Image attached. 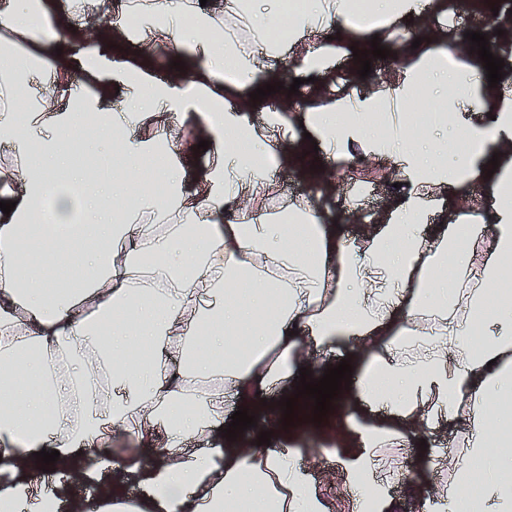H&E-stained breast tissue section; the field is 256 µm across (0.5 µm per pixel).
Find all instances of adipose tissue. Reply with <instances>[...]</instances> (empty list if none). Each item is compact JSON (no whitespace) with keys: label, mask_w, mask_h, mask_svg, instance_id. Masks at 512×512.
I'll return each instance as SVG.
<instances>
[{"label":"adipose tissue","mask_w":512,"mask_h":512,"mask_svg":"<svg viewBox=\"0 0 512 512\" xmlns=\"http://www.w3.org/2000/svg\"><path fill=\"white\" fill-rule=\"evenodd\" d=\"M52 0H10L0 28L15 42L32 28L45 55L0 41V90L39 82L23 115L0 112V142L16 163L0 170V512H333L304 466L302 437L284 429L277 401L302 367L327 362L304 348L346 350L355 386L341 390L330 438L359 512H400L379 476L376 449L419 445L425 430L468 422L455 482L429 493L404 483L418 512H512V100L485 124L462 115L482 95L477 69L448 71L440 58L404 62L396 80L367 96L313 92L317 107L256 123L251 95L283 66L334 82L360 17L350 0H143L115 23L132 43L165 42L190 72L158 79L80 40L76 19ZM389 26L446 0H384ZM303 52L291 57V45ZM83 80L74 81L73 72ZM454 90L439 120L454 163L403 135L394 105L431 78ZM123 100L105 102L113 88ZM209 143L197 169L166 128L188 115ZM102 137L127 174L102 184L115 210H90L80 162L64 148L78 127ZM337 160L390 156L407 192L377 224L351 236L336 213L308 197L265 205L280 171L295 167L306 138ZM482 139L501 149L496 170ZM487 181L492 207L456 202L458 187ZM53 196L57 226L41 224ZM177 368H170V360ZM265 414L272 437L227 440V397ZM136 442L122 461L111 431ZM196 451H187L189 443ZM56 450L50 488L30 473L36 452ZM157 462L141 468L142 452Z\"/></svg>","instance_id":"obj_1"}]
</instances>
